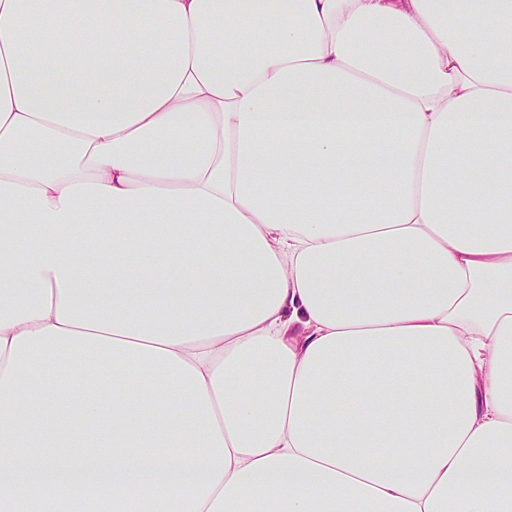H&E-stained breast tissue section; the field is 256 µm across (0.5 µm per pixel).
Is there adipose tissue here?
Masks as SVG:
<instances>
[{
    "label": "adipose tissue",
    "mask_w": 512,
    "mask_h": 512,
    "mask_svg": "<svg viewBox=\"0 0 512 512\" xmlns=\"http://www.w3.org/2000/svg\"><path fill=\"white\" fill-rule=\"evenodd\" d=\"M95 502L512 512V0H0V512Z\"/></svg>",
    "instance_id": "obj_1"
}]
</instances>
